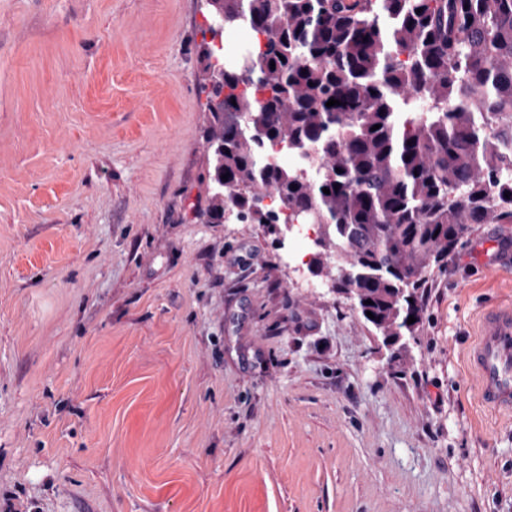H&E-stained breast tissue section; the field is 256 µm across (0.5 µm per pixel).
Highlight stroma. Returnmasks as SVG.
Masks as SVG:
<instances>
[{"label":"stroma","instance_id":"1","mask_svg":"<svg viewBox=\"0 0 512 512\" xmlns=\"http://www.w3.org/2000/svg\"><path fill=\"white\" fill-rule=\"evenodd\" d=\"M202 0H0V512H512L464 351L479 224L384 345L279 235L209 223Z\"/></svg>","mask_w":512,"mask_h":512}]
</instances>
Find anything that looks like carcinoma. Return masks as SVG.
Instances as JSON below:
<instances>
[{
  "instance_id": "carcinoma-1",
  "label": "carcinoma",
  "mask_w": 512,
  "mask_h": 512,
  "mask_svg": "<svg viewBox=\"0 0 512 512\" xmlns=\"http://www.w3.org/2000/svg\"><path fill=\"white\" fill-rule=\"evenodd\" d=\"M205 6L210 221L317 225L318 275L383 343L415 335L419 289L472 226L512 223V0ZM239 28L259 50L225 63Z\"/></svg>"
}]
</instances>
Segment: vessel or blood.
Listing matches in <instances>:
<instances>
[{
    "mask_svg": "<svg viewBox=\"0 0 512 512\" xmlns=\"http://www.w3.org/2000/svg\"><path fill=\"white\" fill-rule=\"evenodd\" d=\"M466 358L480 403L494 412L512 413V303L481 311Z\"/></svg>",
    "mask_w": 512,
    "mask_h": 512,
    "instance_id": "1",
    "label": "vessel or blood"
}]
</instances>
